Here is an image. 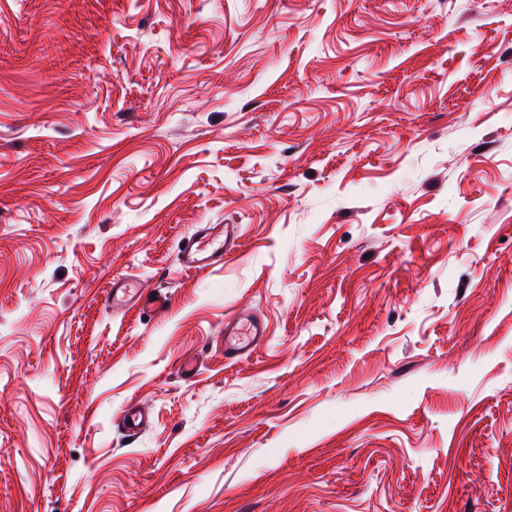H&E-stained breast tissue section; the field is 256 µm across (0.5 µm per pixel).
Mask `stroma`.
I'll use <instances>...</instances> for the list:
<instances>
[{"instance_id":"35a3bbf8","label":"stroma","mask_w":512,"mask_h":512,"mask_svg":"<svg viewBox=\"0 0 512 512\" xmlns=\"http://www.w3.org/2000/svg\"><path fill=\"white\" fill-rule=\"evenodd\" d=\"M0 512H512V0H0ZM238 227L234 224H201L180 246V260L189 271L213 269L224 265L238 241ZM156 292V295H153ZM106 305L112 310L137 306L144 314L154 315L169 305L168 296L158 288H144L137 280L128 277L113 279L112 288L105 296ZM267 339L265 321L250 311L238 312L224 321V357L230 361L251 356ZM149 412L138 405L124 410L116 422L122 433L128 438L136 437L149 420Z\"/></svg>"}]
</instances>
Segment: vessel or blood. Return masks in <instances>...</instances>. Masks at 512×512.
<instances>
[{
  "mask_svg": "<svg viewBox=\"0 0 512 512\" xmlns=\"http://www.w3.org/2000/svg\"><path fill=\"white\" fill-rule=\"evenodd\" d=\"M238 227L234 224H201L180 246V260L183 268L201 271L222 266L237 245ZM111 309L136 306L142 313L153 315L163 311L169 304L165 293L153 292L137 280L128 277L113 279L105 296ZM268 339L264 320L249 311L236 313L224 322V356L237 361L251 356ZM149 420L148 411L138 405L124 410L117 419L122 433L129 438L136 437Z\"/></svg>",
  "mask_w": 512,
  "mask_h": 512,
  "instance_id": "1",
  "label": "vessel or blood"
}]
</instances>
